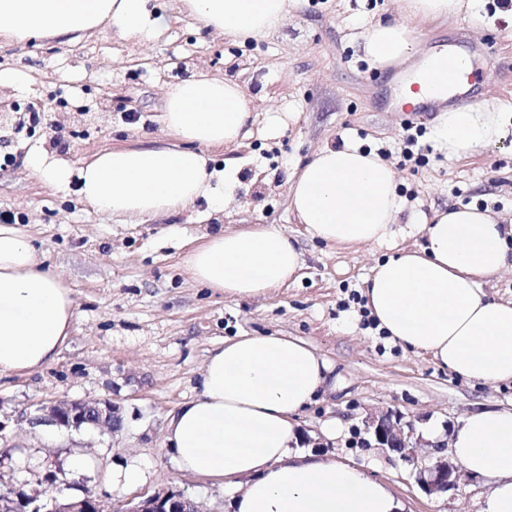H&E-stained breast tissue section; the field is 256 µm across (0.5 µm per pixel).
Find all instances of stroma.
<instances>
[{"label": "stroma", "instance_id": "stroma-1", "mask_svg": "<svg viewBox=\"0 0 512 512\" xmlns=\"http://www.w3.org/2000/svg\"><path fill=\"white\" fill-rule=\"evenodd\" d=\"M169 26L140 45L110 34L65 43L54 37L0 39V69L27 73L23 94L0 89L13 111L0 120V214L20 229L42 262L67 281L75 301L72 332L46 367L0 376V489L90 495L105 512L169 487L202 512H230L218 481L181 471L165 443L167 416L194 397L212 347L240 334L290 336L313 345L332 365L336 388L297 418L304 451L357 467L385 483L404 512H480L494 481L461 474L455 489L426 495L418 466L450 457L463 418L485 407H512V385L460 378L364 326L365 281L387 246L328 245L311 238L289 207L290 179L315 151L349 138L384 149L396 169L407 212L433 215L458 204L512 214V133L500 144L452 159L439 143V115L424 118L425 161H405L404 116L394 106V68L370 66L359 49L369 24L397 17V0H295L287 20L264 36L237 42L212 33L182 11L179 0H155ZM418 58L455 47L474 72H490L480 100L512 113V17L486 26L468 12L416 21ZM205 71L238 83L253 106L254 135L212 150L215 166L239 169L235 202L212 211L206 199L137 224L89 207L75 190L38 177L28 155L38 146L73 164L102 150L167 143L160 115L173 84ZM38 122H29L30 110ZM272 226L301 251L299 279L264 298L228 299L199 286L185 265L189 251L218 228ZM109 400L119 427L108 432L36 422L40 403ZM400 416L423 433L443 428L441 447L414 461L379 447L365 420ZM336 422V438L325 434ZM138 459L152 474L125 492L112 489V468Z\"/></svg>", "mask_w": 512, "mask_h": 512}]
</instances>
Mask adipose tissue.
Instances as JSON below:
<instances>
[{
	"mask_svg": "<svg viewBox=\"0 0 512 512\" xmlns=\"http://www.w3.org/2000/svg\"><path fill=\"white\" fill-rule=\"evenodd\" d=\"M209 29L238 40L262 36L287 18L293 0H182ZM405 21L378 22L361 38L372 67L416 53L411 20L479 9L480 0H402ZM142 42L168 27L150 0H0V37L70 40L101 27ZM249 103L230 80L198 74L172 86L162 125L171 142L113 148L80 167L34 148L35 174L57 189L77 184L87 205L135 222L204 198L216 210L233 196L236 167H212L209 152L252 134ZM512 131V113L493 105L448 109L438 137L449 157L495 145ZM394 167L375 150L346 141L314 153L296 173L290 206L306 233L329 244H388L404 213ZM418 248L377 261L365 284L371 315L388 336L428 353L478 383L512 381V300L487 298L484 280L512 268V231L489 211L462 205L416 212ZM196 282L236 298H258L297 280L302 253L274 227L208 235L186 258ZM71 290L46 269L32 240L0 225V375L55 361L71 333ZM331 367L305 341L242 335L210 350L199 392L173 412L165 440L180 469L223 481L233 512H402L385 484L362 470L304 453L298 414L325 387ZM454 459L495 485L481 512H512V409L470 413L451 439Z\"/></svg>",
	"mask_w": 512,
	"mask_h": 512,
	"instance_id": "ef3b65f1",
	"label": "adipose tissue"
}]
</instances>
